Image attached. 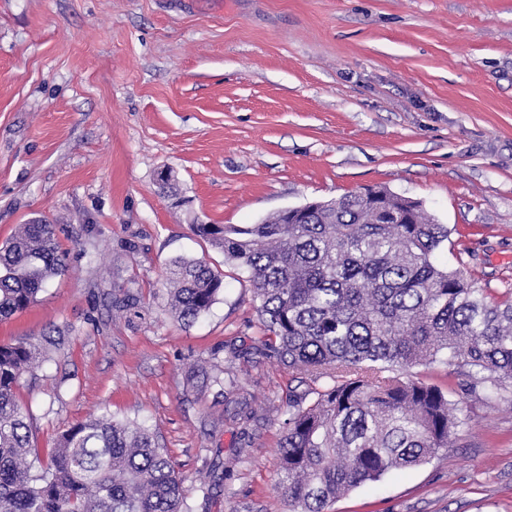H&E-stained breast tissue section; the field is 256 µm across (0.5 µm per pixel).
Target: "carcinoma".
<instances>
[{"label": "carcinoma", "mask_w": 512, "mask_h": 512, "mask_svg": "<svg viewBox=\"0 0 512 512\" xmlns=\"http://www.w3.org/2000/svg\"><path fill=\"white\" fill-rule=\"evenodd\" d=\"M247 272L265 335L259 355L307 374L288 403L280 484L291 512H327L339 496L428 462L463 424L452 394L404 370L443 360L485 401L512 403V289L496 301L437 263L448 225L383 186L258 224H194ZM66 271L55 227L23 224L0 247V320ZM171 312L191 323L223 279L200 258L166 272ZM40 346L0 345V512H184L182 480L153 434L110 414L71 427L40 470L28 409L15 391Z\"/></svg>", "instance_id": "obj_1"}]
</instances>
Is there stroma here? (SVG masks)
<instances>
[{
	"instance_id": "stroma-1",
	"label": "stroma",
	"mask_w": 512,
	"mask_h": 512,
	"mask_svg": "<svg viewBox=\"0 0 512 512\" xmlns=\"http://www.w3.org/2000/svg\"><path fill=\"white\" fill-rule=\"evenodd\" d=\"M375 184L447 225L439 264L512 288V0H0V245L43 217L68 263L0 321L63 338L17 389L41 454L108 413L156 434L189 512H289L310 381L256 356L246 275L192 227ZM202 256L224 290L186 326L163 279ZM417 374L461 402L453 447L329 512H512V404Z\"/></svg>"
}]
</instances>
